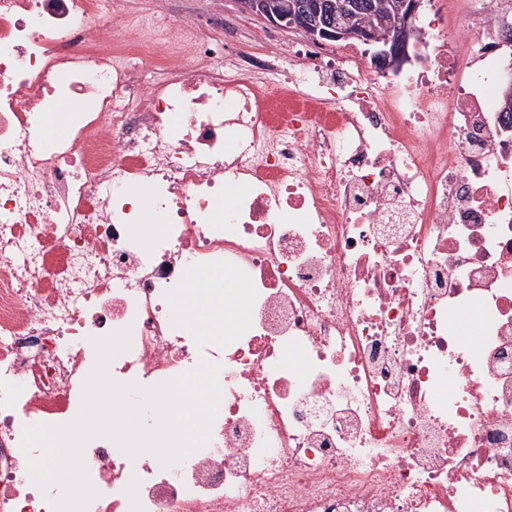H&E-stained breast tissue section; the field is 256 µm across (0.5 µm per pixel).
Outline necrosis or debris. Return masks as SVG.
<instances>
[{
  "instance_id": "4bbe7bcc",
  "label": "necrosis or debris",
  "mask_w": 512,
  "mask_h": 512,
  "mask_svg": "<svg viewBox=\"0 0 512 512\" xmlns=\"http://www.w3.org/2000/svg\"><path fill=\"white\" fill-rule=\"evenodd\" d=\"M464 2L437 0L420 67L384 79L325 45L287 77L265 38L225 58L200 16L0 0V512H53L24 430L78 417L122 330L115 383L204 359L222 398L169 465L89 439L86 512H512V116L501 0ZM214 266L250 317L201 336L178 300L223 321L231 297L189 284Z\"/></svg>"
}]
</instances>
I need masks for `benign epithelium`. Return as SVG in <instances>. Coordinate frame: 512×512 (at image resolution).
<instances>
[{
  "label": "benign epithelium",
  "instance_id": "benign-epithelium-1",
  "mask_svg": "<svg viewBox=\"0 0 512 512\" xmlns=\"http://www.w3.org/2000/svg\"><path fill=\"white\" fill-rule=\"evenodd\" d=\"M241 9L271 24L301 33L312 41L359 40L380 71L399 69L409 60L408 47L416 32L415 20L422 0H393L381 21L386 35L360 22V0H237Z\"/></svg>",
  "mask_w": 512,
  "mask_h": 512
}]
</instances>
